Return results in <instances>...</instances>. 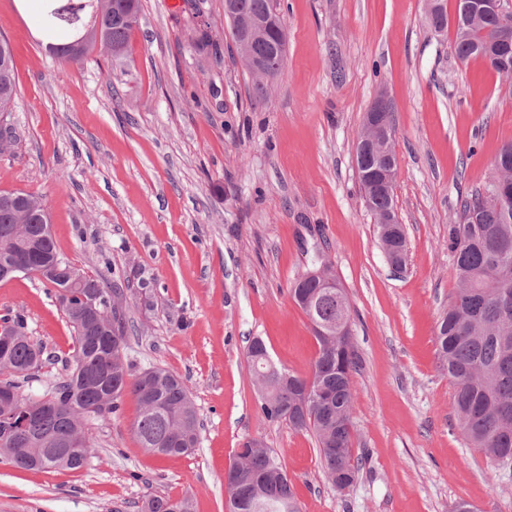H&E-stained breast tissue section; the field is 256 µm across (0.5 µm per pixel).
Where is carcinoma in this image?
<instances>
[{"label": "carcinoma", "instance_id": "carcinoma-1", "mask_svg": "<svg viewBox=\"0 0 512 512\" xmlns=\"http://www.w3.org/2000/svg\"><path fill=\"white\" fill-rule=\"evenodd\" d=\"M139 0H48L41 25L65 41L47 43L53 56L78 63L97 54L119 59L129 48L138 23ZM498 25L493 13L470 20L454 32L458 59L480 57L481 35ZM80 49L68 55L71 44ZM281 45L271 31L257 43L255 55L281 73ZM18 95L10 42L0 37V118L13 112ZM371 212L393 208L392 196L364 182ZM477 191L463 203L448 229V248L457 254L451 269L457 288L436 333L439 359L453 380L458 426L469 447L495 463H512V310L499 298L512 296V210L505 214L482 203ZM41 197L0 191V271L36 276L55 289V297L75 333V356L66 377L40 395L24 393L35 370L45 362L44 347L26 335L24 319L0 316V387L13 389L19 402L50 407L27 431H6L15 406L0 403V460L27 471L83 468L90 458V422L110 419L125 392L136 396L140 414L132 429L145 451L161 456L191 453L199 443L200 421L185 383L161 368L134 375L125 360L124 297L115 288L76 269L77 278L62 287L49 270L63 263L49 231ZM387 262L406 264L402 235L389 229L383 237ZM308 317L318 350L308 377L277 365L264 340L255 337L245 357L266 420L288 422L315 436L323 471L336 488L350 487L358 464L352 454L353 391L350 372L359 367L350 337L338 335L351 322V306L342 288H321L301 274L291 289ZM245 461L224 477L230 512H298L285 465L270 450L242 448ZM140 512H191L186 497H149Z\"/></svg>", "mask_w": 512, "mask_h": 512}]
</instances>
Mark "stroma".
I'll return each mask as SVG.
<instances>
[{
	"instance_id": "obj_1",
	"label": "stroma",
	"mask_w": 512,
	"mask_h": 512,
	"mask_svg": "<svg viewBox=\"0 0 512 512\" xmlns=\"http://www.w3.org/2000/svg\"><path fill=\"white\" fill-rule=\"evenodd\" d=\"M287 60L268 102L224 17V0H142L129 53L67 63L46 53L35 17L0 0L14 57L18 138L0 154V190L45 200L58 253L126 299L133 371L179 376L196 404L199 445L153 455L132 430V394L91 424L78 471L0 462V512H138L152 496H187L226 512L237 448L261 442L284 463L299 512H512V464L469 448L439 367L435 332L455 282L448 227L512 142V89L480 59L460 61L434 32L425 0H280ZM212 44L198 50L196 29ZM393 100L394 199L408 262L388 265L359 184L355 144L380 90ZM351 305L360 365L352 374L347 490L325 477L312 433L260 412L245 350L265 341L306 377L317 343L290 288L316 253ZM21 315L54 363H72L73 329L34 277L0 282V315Z\"/></svg>"
}]
</instances>
